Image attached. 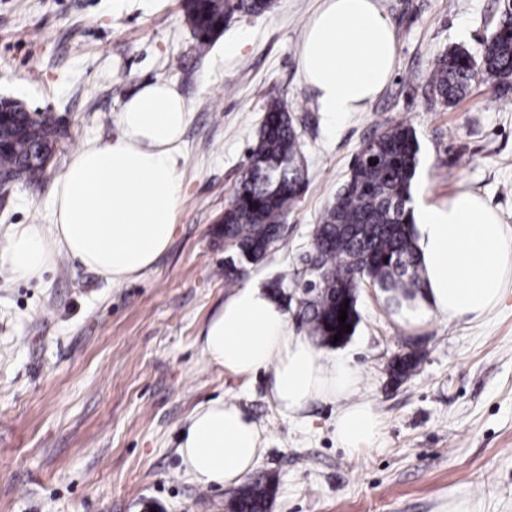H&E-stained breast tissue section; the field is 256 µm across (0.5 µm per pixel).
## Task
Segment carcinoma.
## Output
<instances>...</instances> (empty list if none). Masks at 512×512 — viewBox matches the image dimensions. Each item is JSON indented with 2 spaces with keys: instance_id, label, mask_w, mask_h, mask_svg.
Wrapping results in <instances>:
<instances>
[{
  "instance_id": "carcinoma-1",
  "label": "carcinoma",
  "mask_w": 512,
  "mask_h": 512,
  "mask_svg": "<svg viewBox=\"0 0 512 512\" xmlns=\"http://www.w3.org/2000/svg\"><path fill=\"white\" fill-rule=\"evenodd\" d=\"M273 0H185V14L196 39V50L207 51L224 33L235 14L268 12ZM512 78V15L507 13L484 44L480 59L463 48L441 56L430 76L435 96L446 104L460 100L476 78ZM265 116L250 153L249 166L236 186L218 233L236 253L232 263L255 265L281 236L282 224L305 186L299 136L279 97H266ZM62 134L55 121L29 120L16 111L0 124V170L20 182H36L45 173L30 156L41 149L54 154ZM420 146L413 129L392 126L363 143L347 181L312 231L314 262L308 278L318 283L319 295L302 312L311 336L326 345L339 332L338 315L347 307L345 324L357 327L358 281L386 294L391 305L414 296L421 287L413 223L411 185L419 163ZM420 363L412 352L390 363L395 379H404ZM268 480L240 487L230 501L232 512H267L273 496Z\"/></svg>"
}]
</instances>
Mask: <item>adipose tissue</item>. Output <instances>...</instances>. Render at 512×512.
<instances>
[{
  "instance_id": "obj_1",
  "label": "adipose tissue",
  "mask_w": 512,
  "mask_h": 512,
  "mask_svg": "<svg viewBox=\"0 0 512 512\" xmlns=\"http://www.w3.org/2000/svg\"><path fill=\"white\" fill-rule=\"evenodd\" d=\"M396 52L378 0H323L299 56L320 111L333 118L362 111L381 92ZM188 121L171 85H140L125 101L112 141L86 143L71 155L53 188L52 224L15 226L6 251L12 273L41 278L63 253L115 284L150 268L173 239L181 194L176 153ZM411 217L422 286L397 307L399 322L484 318L512 284V228L466 189L439 203L415 200ZM202 336L212 364L242 375L270 371V393L288 418L315 400H336L341 448L356 453L377 437L374 408L355 397L359 371L296 335L272 290L240 286ZM259 440L257 425L236 404L216 399L191 415L179 454L198 482L226 485L257 465Z\"/></svg>"
}]
</instances>
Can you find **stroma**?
<instances>
[{
	"label": "stroma",
	"mask_w": 512,
	"mask_h": 512,
	"mask_svg": "<svg viewBox=\"0 0 512 512\" xmlns=\"http://www.w3.org/2000/svg\"><path fill=\"white\" fill-rule=\"evenodd\" d=\"M320 4L274 0L264 14L236 15L201 54L182 0H0V96L53 113L65 132L42 179L0 197V249L15 225L50 223L71 154L115 136L138 83L174 84L190 113L174 237L151 268L115 284L63 254L26 281L0 260V512H227L231 489L195 482L178 454L190 415L217 398L260 430L253 474L274 483L269 512H512V287L482 320L414 326L378 289H360L354 335L324 350L360 370L358 396L380 419L356 455L336 442L337 403L284 417L267 372L234 375L202 352L233 255L216 229L248 168L265 96L288 106L308 187L245 279H282L297 334L307 333L297 313L311 230L363 142L386 128L416 132L412 194L433 201L464 188L512 226V85L476 83L449 106L429 83L449 49L480 53L504 0H380L394 71L365 111L333 121L299 65ZM412 349L417 372L393 381L388 363Z\"/></svg>",
	"instance_id": "35a3bbf8"
}]
</instances>
